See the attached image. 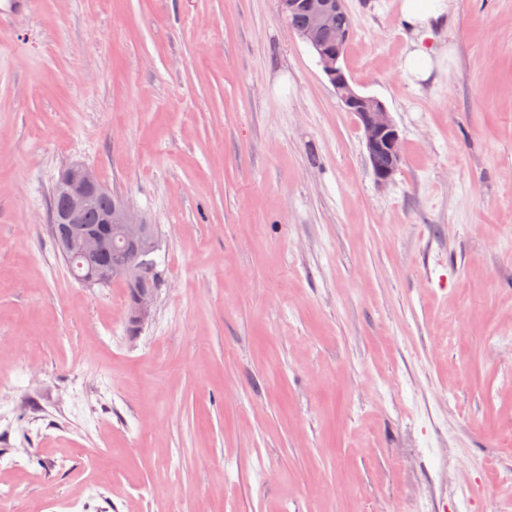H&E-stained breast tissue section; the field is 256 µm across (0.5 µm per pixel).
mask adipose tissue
I'll list each match as a JSON object with an SVG mask.
<instances>
[{
    "label": "adipose tissue",
    "instance_id": "obj_1",
    "mask_svg": "<svg viewBox=\"0 0 512 512\" xmlns=\"http://www.w3.org/2000/svg\"><path fill=\"white\" fill-rule=\"evenodd\" d=\"M450 9V0H402L403 22L414 38L401 65L404 78L427 80L441 54L427 45L433 36L434 27L439 26Z\"/></svg>",
    "mask_w": 512,
    "mask_h": 512
}]
</instances>
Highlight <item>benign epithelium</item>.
Returning a JSON list of instances; mask_svg holds the SVG:
<instances>
[{"label":"benign epithelium","mask_w":512,"mask_h":512,"mask_svg":"<svg viewBox=\"0 0 512 512\" xmlns=\"http://www.w3.org/2000/svg\"><path fill=\"white\" fill-rule=\"evenodd\" d=\"M280 10L283 14L305 13L306 26L297 35L315 49L343 110L357 117L374 178L381 184L391 181L401 159L399 130L384 103L357 91L341 64L343 46L350 36L344 23V0H280ZM105 191L89 166L76 162L62 169L55 192L63 196L66 205L50 212L51 232L64 254L81 257L76 274L85 282L112 278L126 284L130 294L126 317L140 326L149 316L159 281L153 258L155 231L120 198L100 223H83L85 212Z\"/></svg>","instance_id":"7a95c632"}]
</instances>
